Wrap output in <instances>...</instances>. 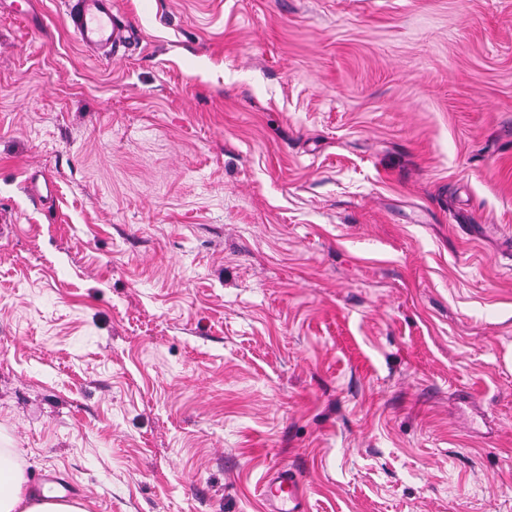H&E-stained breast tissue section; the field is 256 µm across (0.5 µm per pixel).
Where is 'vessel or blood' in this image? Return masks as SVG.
Wrapping results in <instances>:
<instances>
[{
	"instance_id": "obj_1",
	"label": "vessel or blood",
	"mask_w": 512,
	"mask_h": 512,
	"mask_svg": "<svg viewBox=\"0 0 512 512\" xmlns=\"http://www.w3.org/2000/svg\"><path fill=\"white\" fill-rule=\"evenodd\" d=\"M74 42L99 59L134 36V25L115 8L114 0H63ZM262 494L269 512H306L305 487L298 472L280 470L267 476Z\"/></svg>"
}]
</instances>
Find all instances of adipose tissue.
I'll list each match as a JSON object with an SVG mask.
<instances>
[{
	"mask_svg": "<svg viewBox=\"0 0 512 512\" xmlns=\"http://www.w3.org/2000/svg\"><path fill=\"white\" fill-rule=\"evenodd\" d=\"M0 512H88L84 501L29 486L12 440L0 430Z\"/></svg>",
	"mask_w": 512,
	"mask_h": 512,
	"instance_id": "adipose-tissue-1",
	"label": "adipose tissue"
}]
</instances>
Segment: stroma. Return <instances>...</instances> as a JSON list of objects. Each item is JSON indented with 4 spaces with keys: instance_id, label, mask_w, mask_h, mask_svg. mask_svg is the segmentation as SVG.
I'll list each match as a JSON object with an SVG mask.
<instances>
[{
    "instance_id": "obj_1",
    "label": "stroma",
    "mask_w": 512,
    "mask_h": 512,
    "mask_svg": "<svg viewBox=\"0 0 512 512\" xmlns=\"http://www.w3.org/2000/svg\"><path fill=\"white\" fill-rule=\"evenodd\" d=\"M0 0V425L90 512H512V0ZM51 181L50 198L32 182ZM74 42L98 59L112 57L115 47L134 40V25L112 0H63ZM262 495L269 512H306L305 487L298 472L278 470L267 476L262 484Z\"/></svg>"
}]
</instances>
